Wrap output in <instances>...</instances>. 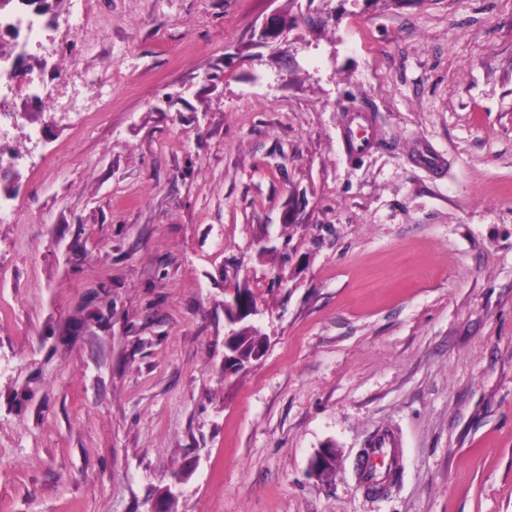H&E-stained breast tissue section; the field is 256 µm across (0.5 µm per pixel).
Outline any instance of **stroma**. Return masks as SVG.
I'll list each match as a JSON object with an SVG mask.
<instances>
[{
	"label": "stroma",
	"mask_w": 512,
	"mask_h": 512,
	"mask_svg": "<svg viewBox=\"0 0 512 512\" xmlns=\"http://www.w3.org/2000/svg\"><path fill=\"white\" fill-rule=\"evenodd\" d=\"M92 8L109 28L40 35L111 95L11 97L0 512H512V0ZM0 39L58 89L27 28ZM356 111L381 131L360 157ZM239 287L264 353L228 374ZM387 428L402 465L371 495ZM400 438L391 430H384L374 436L361 456L357 471L363 488L371 494H382L389 483L379 480L383 468L393 472L399 462Z\"/></svg>",
	"instance_id": "obj_1"
}]
</instances>
